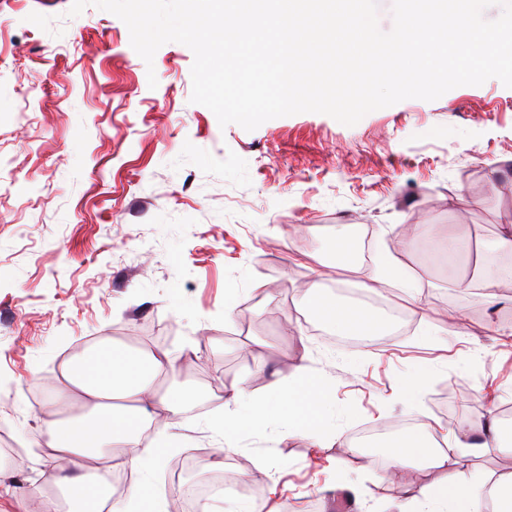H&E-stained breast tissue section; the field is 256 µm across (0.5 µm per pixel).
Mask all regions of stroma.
<instances>
[{"label":"stroma","instance_id":"35a3bbf8","mask_svg":"<svg viewBox=\"0 0 512 512\" xmlns=\"http://www.w3.org/2000/svg\"><path fill=\"white\" fill-rule=\"evenodd\" d=\"M72 0H0V432L21 455L0 464V512H43L55 475L35 442L55 409L67 357L90 341L152 329L190 393L174 443L152 472L173 500L172 467L188 454L224 461L216 507L267 512H398L407 477L363 433L428 423L459 431L512 407V281L496 301L461 287L469 268L432 254L456 238L490 254L512 225V88L492 78L439 99H407L346 126L319 113L220 126L192 103V51L169 42L146 66L125 23ZM155 71L156 88L147 73ZM367 246L338 269L336 228ZM412 234L420 248L402 250ZM399 256L411 289L384 297L407 315L385 340L327 341L303 286L338 271L370 284ZM467 319L430 330L436 312ZM420 390L406 382L416 368ZM326 376L336 440L277 423L224 441L210 428L224 392L264 402L272 380Z\"/></svg>","mask_w":512,"mask_h":512}]
</instances>
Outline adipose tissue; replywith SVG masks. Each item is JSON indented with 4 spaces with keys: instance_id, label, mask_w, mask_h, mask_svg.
Wrapping results in <instances>:
<instances>
[{
    "instance_id": "1",
    "label": "adipose tissue",
    "mask_w": 512,
    "mask_h": 512,
    "mask_svg": "<svg viewBox=\"0 0 512 512\" xmlns=\"http://www.w3.org/2000/svg\"><path fill=\"white\" fill-rule=\"evenodd\" d=\"M305 297L321 319L341 335L369 336L386 327L381 315L330 298L318 287H308ZM64 378L56 402L69 400L78 390L85 397L86 410L66 420L46 422L42 439L52 450L69 512H163L144 485L125 499H114L105 474L117 459L141 469L154 465L160 451L142 447V433L160 421L171 428L179 425L188 398L170 354L106 345L67 368ZM325 389L321 377L300 388L272 382L267 403L249 415L241 410L245 401L241 390H232L224 397L226 411L216 429L228 437L244 425L258 427L273 418L289 432L314 427L315 442L327 443L334 433L323 406ZM433 437L429 426L414 427L391 453L398 464L426 459L444 474L443 479L427 486L408 487L402 512H481L487 500L493 502L494 512H512V475L474 482L460 469L456 456L432 447Z\"/></svg>"
}]
</instances>
